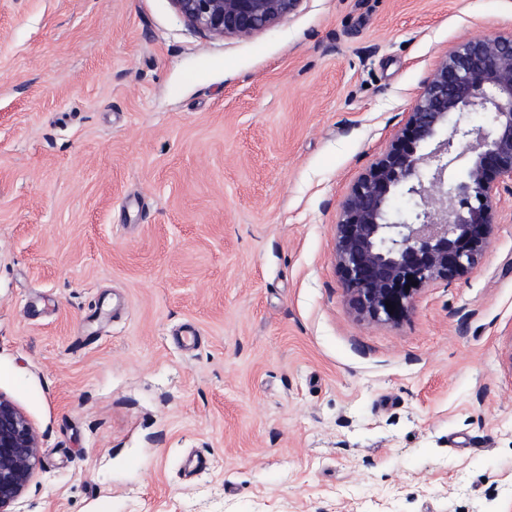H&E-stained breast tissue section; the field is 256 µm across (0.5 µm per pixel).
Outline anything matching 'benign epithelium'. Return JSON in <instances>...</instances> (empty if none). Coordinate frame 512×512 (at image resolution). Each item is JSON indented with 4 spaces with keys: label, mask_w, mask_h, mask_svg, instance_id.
Listing matches in <instances>:
<instances>
[{
    "label": "benign epithelium",
    "mask_w": 512,
    "mask_h": 512,
    "mask_svg": "<svg viewBox=\"0 0 512 512\" xmlns=\"http://www.w3.org/2000/svg\"><path fill=\"white\" fill-rule=\"evenodd\" d=\"M170 2L204 35L246 39L296 12L302 0ZM476 106L487 116L479 126L470 118ZM444 130L433 150L418 152ZM401 138L353 183L336 224V267L348 305L376 324L405 317L418 290L462 277L484 257L494 202L512 182V35L450 49L426 79ZM457 140L468 142L470 156L463 177L450 180L448 155ZM395 195L413 207L394 211ZM40 449L27 415L0 394V512H17Z\"/></svg>",
    "instance_id": "7a95c632"
}]
</instances>
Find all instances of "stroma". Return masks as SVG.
<instances>
[{
  "mask_svg": "<svg viewBox=\"0 0 512 512\" xmlns=\"http://www.w3.org/2000/svg\"><path fill=\"white\" fill-rule=\"evenodd\" d=\"M509 34L512 0H302L248 39L170 0H0L18 512H512V188L400 321L357 317L335 261L431 71Z\"/></svg>",
  "mask_w": 512,
  "mask_h": 512,
  "instance_id": "obj_1",
  "label": "stroma"
}]
</instances>
